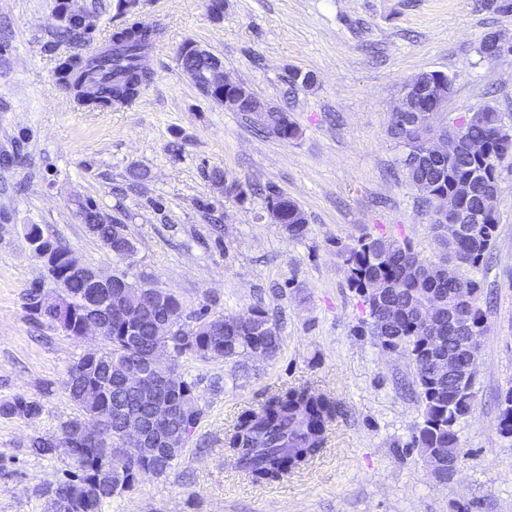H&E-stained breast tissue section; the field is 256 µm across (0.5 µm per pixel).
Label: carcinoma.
<instances>
[{
	"label": "carcinoma",
	"instance_id": "cac0c4a2",
	"mask_svg": "<svg viewBox=\"0 0 512 512\" xmlns=\"http://www.w3.org/2000/svg\"><path fill=\"white\" fill-rule=\"evenodd\" d=\"M54 39L57 42L86 44L92 36L64 19ZM155 33L136 20L112 33L110 46L92 61L87 56L67 55L59 59L57 79L74 92L77 103L90 110L106 111L134 101L150 75L141 64L152 47ZM181 69L194 76L202 87L203 74L220 58L195 47L184 48L178 56ZM420 121H390L389 135L404 149L401 160L406 181L420 194L430 209L437 197L449 194L460 182L469 183L468 194L460 201L463 210L480 217V223L468 225L459 235H448V225L434 218L431 224L443 253L438 261L423 259L411 242L393 235H369L339 250L347 286L361 299L367 317L360 325L386 350L408 357L415 369V384L423 405L422 422L412 436L411 447L420 449L427 464L441 476L448 463L460 454L457 425L474 405L473 384L463 378L478 362L482 338L470 339L471 325H486L487 312L479 300L481 282L457 273L461 268L478 270L486 261L495 241L497 216L487 207L490 187L499 185L497 165L512 154V132L502 124L496 110L473 120L471 113L457 117L449 125L441 112L429 111L424 101H410ZM259 135L290 141L300 135L291 113L277 109L265 114L262 122H251ZM440 131L448 138V153L436 155L426 147L430 133ZM266 206L292 239L304 237L308 220L304 211L283 193L268 189ZM86 231L107 253L112 246L133 242L127 225L113 218L98 221L99 210L80 205ZM54 262L47 266L52 281L64 279L70 301L64 309L40 307L44 284L35 283L27 291L26 309L41 325L77 337L81 324L90 319L104 330L106 347L92 357L80 355L69 367L62 389L77 407L78 414L63 422L64 440L56 443L41 435L29 437L27 452L36 457L58 458L64 477L45 488L47 497L73 500L65 512H102L104 503L127 491L118 485L115 469L131 465L132 452L121 446L117 437L121 419L113 412L123 408L135 414L146 407L142 391L154 389L152 378L139 388L126 385L124 368L145 363L152 357L160 338L155 336L159 322L172 328L167 343L179 386L168 394L181 406L184 420L164 424L174 448H162L159 455L141 456L143 466L161 475L172 467L192 438L203 409L197 395V383L180 371L179 358L191 353L202 361L234 360L240 356L255 358L256 352L271 361L282 347L277 320L260 306L251 309L252 328H242L235 317L213 314L208 310L187 313L180 300L166 293V301L157 306L140 297L150 285L145 279L131 281L123 270L115 271L124 288V296L139 298L141 312L127 323L112 318V289L106 290L107 304L91 308L82 303L85 282L91 268L82 264L69 247L46 238ZM436 352L456 362L458 374L438 376L432 369L429 343ZM44 412L38 398L15 395L0 401V419L32 421ZM336 400L311 387H289L270 396L257 410L239 415L225 437V445L235 466L255 483L280 482L307 465L321 453L329 425L336 420ZM96 424L104 437L85 441L81 431ZM498 429L512 438V388L501 397Z\"/></svg>",
	"mask_w": 512,
	"mask_h": 512
}]
</instances>
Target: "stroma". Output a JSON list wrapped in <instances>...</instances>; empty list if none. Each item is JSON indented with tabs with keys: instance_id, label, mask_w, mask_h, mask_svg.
I'll use <instances>...</instances> for the list:
<instances>
[{
	"instance_id": "1",
	"label": "stroma",
	"mask_w": 512,
	"mask_h": 512,
	"mask_svg": "<svg viewBox=\"0 0 512 512\" xmlns=\"http://www.w3.org/2000/svg\"><path fill=\"white\" fill-rule=\"evenodd\" d=\"M59 0H0V400L41 399L39 419H0V512H47V484L59 460L28 455L35 434L56 433L77 409L61 387L68 368L102 340H81L30 320L25 294L45 289L44 262L25 229L39 225L81 262L113 271L78 207L90 202L128 226L137 253L125 270L177 295L187 311L245 314L262 304L283 340L271 362L180 360L196 378L203 416L173 466L139 479L104 512H512V438L497 427L500 396L512 387V159L499 170L498 226L478 271L488 307L472 414L458 427L456 473L437 477L411 436L423 407L414 368L358 326L361 298L347 288L337 251L366 234L412 241L422 258L439 251L418 192L404 178L402 149L388 133L403 86L423 71L451 79L448 119L491 107L512 126V53L489 60L484 34L512 44V12L497 0H226L213 18L206 0H75L93 15L91 50L129 20L157 32L144 67L151 82L131 104L87 112L59 85L70 46L55 42ZM194 42L220 57L224 74L265 101L285 102L298 139L254 134L242 113L204 96L177 52ZM150 177L131 185L130 168ZM272 185L308 217L301 240L270 219L263 197L239 199L213 185ZM224 226L209 235L212 220ZM310 386L342 413L323 451L272 485L253 483L226 457L224 434L239 415L281 389Z\"/></svg>"
}]
</instances>
